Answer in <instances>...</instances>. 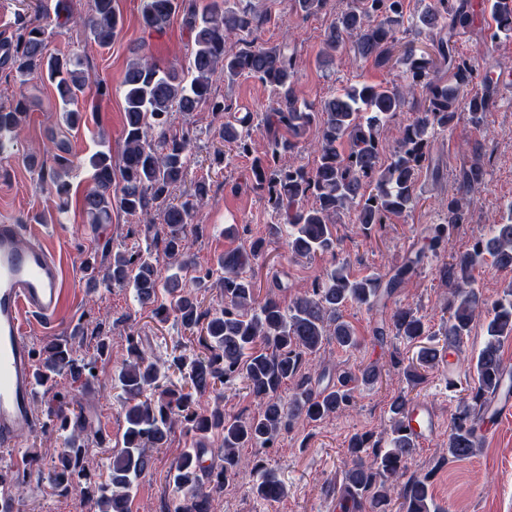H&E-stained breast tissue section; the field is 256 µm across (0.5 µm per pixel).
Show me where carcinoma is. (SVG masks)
<instances>
[{
  "label": "carcinoma",
  "instance_id": "obj_1",
  "mask_svg": "<svg viewBox=\"0 0 512 512\" xmlns=\"http://www.w3.org/2000/svg\"><path fill=\"white\" fill-rule=\"evenodd\" d=\"M179 10L193 42L188 65L162 70L145 56L129 63L122 81L121 164L114 167L109 152L89 157L94 186L83 196L82 208L88 223H111L112 184L118 183L119 207L146 220L151 245L115 252L103 279L132 287L141 307L150 309L160 323L175 318L195 335L198 347L174 345L162 369L148 361L139 342L129 340L128 360L117 373L125 394L123 442L111 450L107 474L96 493L88 497L93 512H130L139 479L151 464L147 449L166 447L178 429L186 437L185 448L169 480L179 496L167 512H215V496L204 487V480L215 478L221 484L247 469L249 463L239 449L270 447L287 427L352 409L357 390L378 381L379 366L370 363L357 373L340 371L336 380L323 386L325 371L303 372L306 357L328 343L345 351L358 349L360 336L342 319L341 308L349 303L370 308L386 302L416 275L427 258L420 250L405 256L387 274L362 278L352 276L344 264L335 266L324 281L297 295L287 311L274 294L259 297L253 277L247 274L246 268L262 255L261 241L247 250L219 255L217 267L224 275L215 283H210L208 272L189 283L183 281L178 273L191 269L193 260L185 254L182 242L210 187L199 180L184 200L169 201L172 190L187 177L192 142L190 130L172 132L173 113L194 112L202 106L218 116L230 111L229 105L212 96V77L219 70L230 82L246 76L272 88L274 99L264 117L268 144L262 156L253 157L250 113L223 122L219 136L237 156L253 157V189L283 223L291 225L288 255L314 260L336 251V217L340 213H354V223L370 230L413 210L419 204L417 185L429 166L434 134L453 128L462 111L468 112L474 124L483 120L495 103L498 75L508 70L500 61L490 63L482 87L463 96L473 83L475 69L468 59L456 54L454 37L472 24L469 0H431L412 18L411 25L434 35L437 58L408 48L397 58L404 66L407 83H358L316 107L297 95V54L291 42L285 39L266 45L252 38L253 31L266 20L265 14L235 8L230 0H208L200 7L196 0H143L141 21L146 28L160 30ZM55 15L87 30L102 47L112 42L122 25L115 0H91L89 10L80 17L73 13L70 0H56ZM489 17L490 40L512 36V0H490ZM405 20V0H346L336 21L324 31L318 61L329 64L350 46L359 57L387 66ZM44 34L38 19L20 17L0 63L8 66L22 87L36 74L47 78L63 106L64 123L73 127L81 120L79 99L90 90L107 96L109 87L103 83L90 87L80 61L47 54ZM408 108L416 115L399 128L396 146L385 160L380 149L384 124ZM27 111L28 97L23 91L15 102L0 104V139L18 134ZM312 126L319 131L316 166L284 164V156L298 149ZM69 167V159L58 157L57 167L41 172L40 182L59 196L68 194L70 184L65 177ZM484 176L485 153L476 142L456 174L460 196L448 200L447 214L443 223L435 225L428 250L437 251L459 225L469 222L472 199L468 195L482 184ZM157 249L176 268L166 279L153 263ZM488 257L503 269L512 268V217L491 225L486 237L476 240L470 250L453 255L442 268L443 278L453 283L448 320L438 330L443 345L419 346L416 361L406 368L412 386L424 381L423 371L438 365L447 348L454 350L456 364H461L463 338L486 306L473 287L472 271ZM214 286L220 288L218 307L204 310L196 290ZM388 330L409 343L429 335L424 319L405 308L393 310L389 326L375 328L374 335L382 340ZM486 336L469 360L472 380L460 390L452 417L448 434V457L452 459L475 456L486 420H494L483 413V407L502 381L501 343L512 338V282L488 310ZM43 353L44 362L35 371L38 383L64 374L74 383L86 384L87 364L78 362L76 350L68 342L49 344ZM169 370L179 373L183 384L169 387L161 383ZM238 381L259 406L252 416L224 412V388ZM288 382L293 389L285 399L280 391ZM211 394L213 405H200L199 398ZM412 404L405 394L392 398L387 447L370 444L365 434L350 439V465L337 489L344 509L366 504L370 512H439L426 481L411 477L398 489L388 485L389 478L403 474L406 461L417 449L405 425ZM50 416L61 428L71 429L53 477L55 487L66 490L74 478L83 476L88 422L63 395L56 396ZM215 436L224 448V465L216 474L202 467L206 441ZM251 493L270 504L284 496L285 486L269 469L261 473Z\"/></svg>",
  "mask_w": 512,
  "mask_h": 512
}]
</instances>
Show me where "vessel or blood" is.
Here are the masks:
<instances>
[{"label":"vessel or blood","mask_w":512,"mask_h":512,"mask_svg":"<svg viewBox=\"0 0 512 512\" xmlns=\"http://www.w3.org/2000/svg\"><path fill=\"white\" fill-rule=\"evenodd\" d=\"M60 266L48 246L22 224H0V446L33 434L35 378L25 316L52 319L63 307ZM405 423L428 442L438 419L429 404L412 407Z\"/></svg>","instance_id":"1"}]
</instances>
